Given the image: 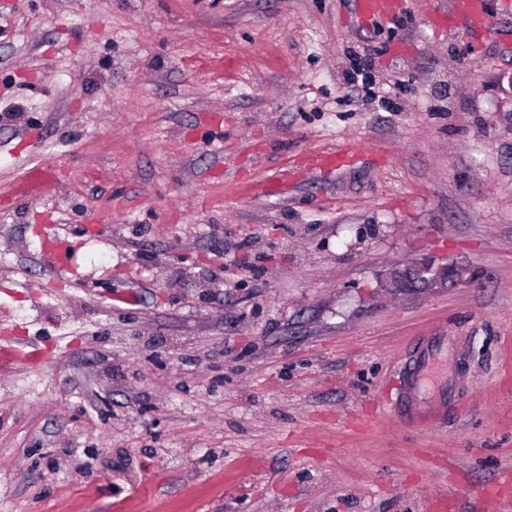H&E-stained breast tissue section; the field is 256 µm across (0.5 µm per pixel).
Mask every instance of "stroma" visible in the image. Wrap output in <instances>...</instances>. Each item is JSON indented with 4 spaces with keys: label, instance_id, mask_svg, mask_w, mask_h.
<instances>
[{
    "label": "stroma",
    "instance_id": "35a3bbf8",
    "mask_svg": "<svg viewBox=\"0 0 512 512\" xmlns=\"http://www.w3.org/2000/svg\"><path fill=\"white\" fill-rule=\"evenodd\" d=\"M500 4L0 0V512H428L512 468ZM420 259L447 284L386 287ZM434 333L466 379L419 426ZM355 18L358 24H367L390 15L391 0H354ZM460 21H465L472 29L494 30L492 16L487 12L485 0H448L441 14L432 18V22L441 28L451 30ZM454 347H448L447 336H422L414 348V354L405 366V382L402 390L399 413L407 420L427 422L438 413L436 418L448 412L453 406L455 393L448 382L438 387L435 392L433 380L429 373L440 361L448 360ZM435 418V419H436Z\"/></svg>",
    "mask_w": 512,
    "mask_h": 512
}]
</instances>
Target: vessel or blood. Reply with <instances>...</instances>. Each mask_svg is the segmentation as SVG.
Returning a JSON list of instances; mask_svg holds the SVG:
<instances>
[{"mask_svg": "<svg viewBox=\"0 0 512 512\" xmlns=\"http://www.w3.org/2000/svg\"><path fill=\"white\" fill-rule=\"evenodd\" d=\"M357 23L366 24L390 15L392 0H354ZM439 27H455L464 21L474 29L493 30L494 22L485 7V0H448L444 11L434 16ZM454 352L444 336L420 337L414 354L405 366V382L399 412L414 422H427L435 415L445 414L455 400L453 386H435L430 372L436 364ZM512 512V473L502 472L489 480L469 501V512Z\"/></svg>", "mask_w": 512, "mask_h": 512, "instance_id": "1", "label": "vessel or blood"}]
</instances>
